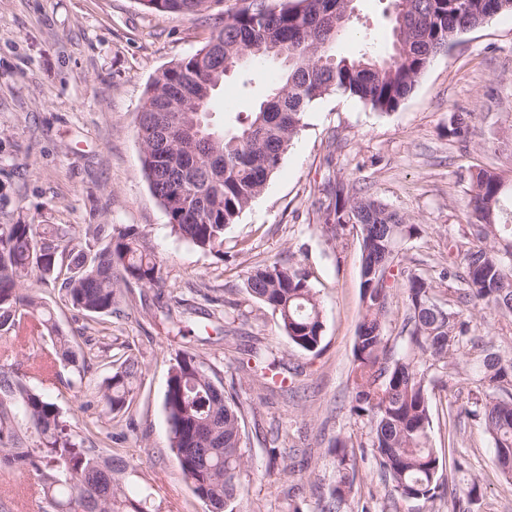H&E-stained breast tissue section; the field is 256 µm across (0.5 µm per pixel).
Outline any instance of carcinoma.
Masks as SVG:
<instances>
[{
  "instance_id": "carcinoma-1",
  "label": "carcinoma",
  "mask_w": 512,
  "mask_h": 512,
  "mask_svg": "<svg viewBox=\"0 0 512 512\" xmlns=\"http://www.w3.org/2000/svg\"><path fill=\"white\" fill-rule=\"evenodd\" d=\"M357 0H248L234 12L224 0H139L148 13L205 15L215 20L221 52L204 45L163 68L148 85L137 113L140 162L171 232L199 250L224 258V231L264 190L309 107L329 93L356 99L380 114L396 111L448 44L494 16L512 0H391V46H367L339 56ZM277 60L279 77L266 97L216 131L209 116L226 77L248 63ZM471 113H452L448 134L467 143ZM317 222L333 240L354 229L360 240L362 320L353 347L352 413L366 425L390 494L427 503L445 494L444 458L432 443L429 387L465 363L470 397L455 417L481 421L494 443V462L512 480V358L479 334L472 310L481 307L512 326V186L491 168L471 176V211L460 262L441 269L451 299L435 300L434 281L401 266V246L422 228L373 197L355 180L327 179L315 202ZM71 230L56 224H0V332L22 346L31 336L49 347L27 370L0 364V471L32 474L42 512H150L151 493L126 492L127 464L78 434L58 404L29 378L68 368L84 380L85 359L56 324L42 298L25 287L37 277L60 288L73 308L90 316L120 312L122 287H158L162 265L139 226L111 225L103 244L71 246ZM402 282L406 352L391 355L385 333L393 283ZM251 299L277 313L293 347L317 353L323 337L318 292L308 276L279 260L246 270ZM124 360L99 388L106 413L126 414L141 376L126 346ZM281 362L248 375L275 382ZM170 449L207 512H242L243 478L252 468L244 407L227 394L192 348L169 370L164 394ZM337 484L319 512H342L352 492L355 464L334 448Z\"/></svg>"
}]
</instances>
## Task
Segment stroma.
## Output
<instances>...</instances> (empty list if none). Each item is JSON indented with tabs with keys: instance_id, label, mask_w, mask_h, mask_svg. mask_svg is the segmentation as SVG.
Here are the masks:
<instances>
[{
	"instance_id": "35a3bbf8",
	"label": "stroma",
	"mask_w": 512,
	"mask_h": 512,
	"mask_svg": "<svg viewBox=\"0 0 512 512\" xmlns=\"http://www.w3.org/2000/svg\"><path fill=\"white\" fill-rule=\"evenodd\" d=\"M389 9V0H358L337 54L357 55L367 42L387 52ZM213 30L198 16L145 13L137 0H0V224H67L80 241L91 224H136L146 229L165 279L158 288L130 285L120 315L97 319L65 302L59 289L29 280L88 366L81 389L67 386L66 369L40 387L74 415L79 431L129 462L128 490L150 487L151 512L206 510L169 448L163 409L168 370L188 346L244 405L253 455L248 512H316L337 480L330 448L339 440L356 469L343 512H512V482L493 466L483 424L447 415L468 400L464 375L431 393L432 440L444 459L467 460L476 497L457 500L460 476L448 467L447 495L423 505L391 499L367 428L350 413L363 312L359 238L350 232L329 240L312 210L327 179L359 181L422 226L420 237L404 243L403 263L435 279L436 297L446 301L437 276L448 233H462L468 222L471 172L491 167L512 183V13L461 34L395 112L380 114L336 93L315 102L264 191L226 229L220 260L171 232L142 171L137 129L150 81L201 48ZM455 112L474 115L468 144L448 134ZM277 258L308 272L318 292L319 355L293 348L278 315L246 293L247 268ZM161 306L185 322L191 339L156 319ZM125 344L141 364L131 430L104 412L97 394ZM254 348L281 360L283 383L244 381L241 361ZM273 447L296 461L304 487L296 498L282 492Z\"/></svg>"
}]
</instances>
